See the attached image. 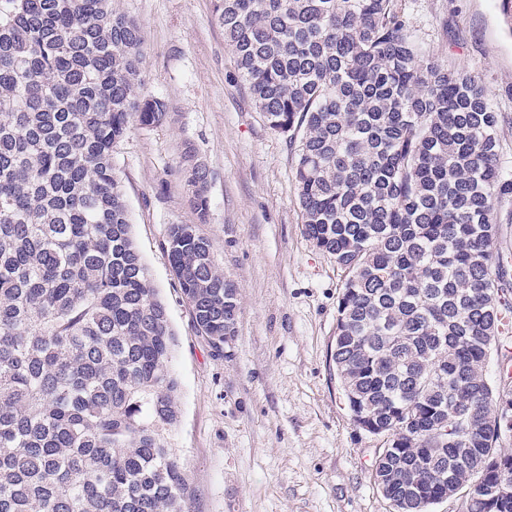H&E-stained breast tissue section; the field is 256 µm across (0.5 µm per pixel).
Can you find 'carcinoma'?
<instances>
[{"instance_id": "cac0c4a2", "label": "carcinoma", "mask_w": 512, "mask_h": 512, "mask_svg": "<svg viewBox=\"0 0 512 512\" xmlns=\"http://www.w3.org/2000/svg\"><path fill=\"white\" fill-rule=\"evenodd\" d=\"M269 127L297 143L303 233L345 274L331 360L383 438L396 512L462 495L512 512V434L489 382L512 317L499 225L512 178L483 85L414 42L396 0H213ZM143 32L112 0L0 5V512H185L176 337L132 233L112 149L166 116ZM183 173L207 221V172ZM172 273L220 351L239 303L193 224Z\"/></svg>"}]
</instances>
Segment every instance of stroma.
<instances>
[{
  "mask_svg": "<svg viewBox=\"0 0 512 512\" xmlns=\"http://www.w3.org/2000/svg\"><path fill=\"white\" fill-rule=\"evenodd\" d=\"M416 41L475 76L504 119L512 174V28L500 0H399ZM144 36L142 91L163 123L113 149L133 234L176 335L179 419L166 428L189 481V512H394L371 478L380 441L356 429L330 358L344 275L302 232L295 144L256 109L212 0H112ZM208 172L198 223L182 176ZM193 224L237 292L235 335L215 353L171 272L169 225Z\"/></svg>",
  "mask_w": 512,
  "mask_h": 512,
  "instance_id": "1",
  "label": "stroma"
}]
</instances>
